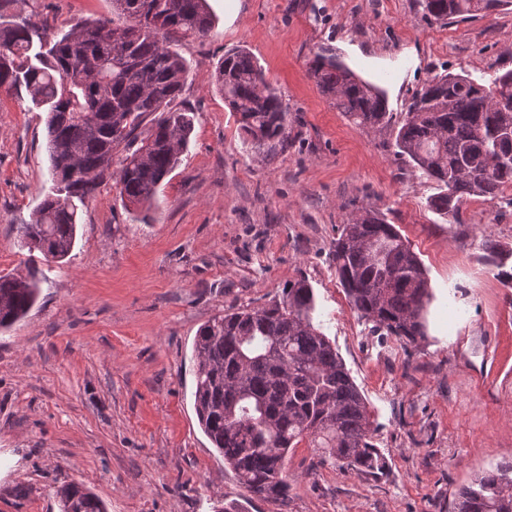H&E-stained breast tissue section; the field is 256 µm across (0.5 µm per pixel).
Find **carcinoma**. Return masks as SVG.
<instances>
[{"instance_id":"obj_1","label":"carcinoma","mask_w":512,"mask_h":512,"mask_svg":"<svg viewBox=\"0 0 512 512\" xmlns=\"http://www.w3.org/2000/svg\"><path fill=\"white\" fill-rule=\"evenodd\" d=\"M500 2L420 5L426 17L446 24ZM212 25L206 0H112V17L78 23L61 35L42 22L0 19V87L25 90L46 112L53 182L30 220L16 225L22 246L57 263L69 257L82 208L108 180L130 203L152 205L194 132L193 115L180 101L190 69L168 37L204 38ZM309 74L359 128L390 127L383 92L344 64L317 57ZM212 80L239 115L255 154L272 159L288 148L287 107L248 50L226 52ZM505 129L512 130V70L488 85L448 74L413 95L395 146L440 186L431 208L454 218L464 199L492 201L512 187V140L502 137ZM331 254L360 318L400 341L425 336L430 292L423 264L377 210L366 208L341 225ZM39 293L35 269L24 277L0 275V330L20 320ZM314 310L313 288L300 278L279 299L225 310L196 336L199 424L251 498L288 494L287 457L302 443L352 470L385 468L364 399L313 325ZM58 495L62 512H105L80 483ZM454 512H512V463L461 489Z\"/></svg>"}]
</instances>
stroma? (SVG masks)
<instances>
[{
	"label": "stroma",
	"mask_w": 512,
	"mask_h": 512,
	"mask_svg": "<svg viewBox=\"0 0 512 512\" xmlns=\"http://www.w3.org/2000/svg\"><path fill=\"white\" fill-rule=\"evenodd\" d=\"M203 39L173 38L190 75L195 129L151 211L114 182L86 205L71 255L47 262L19 246L49 188L45 112L0 89V274L45 275L37 304L0 330V512H60L83 484L107 512H454L458 492L512 462V201L469 197L458 220L429 206L438 184L398 154L413 94L436 75L489 83L512 69V0L440 24L419 0H208ZM111 0H0V15L69 29L111 16ZM247 48L289 112L292 145L271 161L244 143L211 80ZM340 57L388 85L391 126L366 132L308 74ZM394 224L423 263L432 299L424 340L375 332L348 303L332 261L338 228L362 208ZM509 253L503 268L485 251ZM306 279L314 325L362 394L386 469L369 475L288 459V497L247 500L199 427L193 343L234 305L254 306Z\"/></svg>",
	"instance_id": "1"
}]
</instances>
